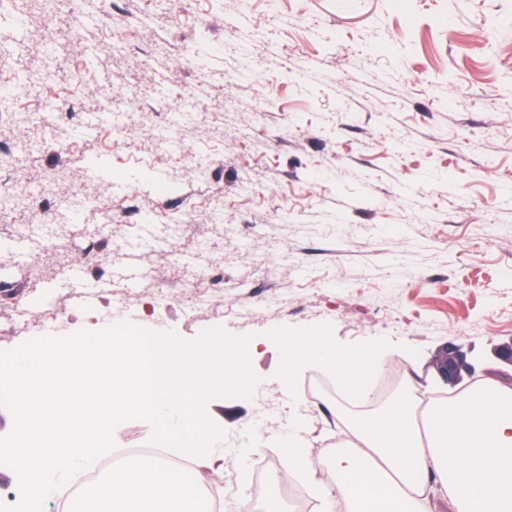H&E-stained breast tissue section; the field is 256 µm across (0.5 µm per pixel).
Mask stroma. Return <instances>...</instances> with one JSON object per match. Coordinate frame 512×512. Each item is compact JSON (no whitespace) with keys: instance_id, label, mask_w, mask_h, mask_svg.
<instances>
[{"instance_id":"1","label":"stroma","mask_w":512,"mask_h":512,"mask_svg":"<svg viewBox=\"0 0 512 512\" xmlns=\"http://www.w3.org/2000/svg\"><path fill=\"white\" fill-rule=\"evenodd\" d=\"M83 12L69 0L24 35L0 19V76L13 83L0 142L17 180L0 220L53 238L29 242L40 280L0 301V351L129 317L186 340L212 326L254 334L251 396L205 405L223 432L212 450L224 512L253 503V463L282 458L289 429L314 458L351 439L347 406L308 397L325 368L305 366L293 392L278 377L271 329L327 324L346 347L387 341L384 367L439 388L434 361L458 348L462 393L512 378L492 354L512 341V0H253L246 23L235 0H101L72 33ZM73 98L91 115L115 105L127 138L107 123L75 139L55 118ZM168 121L181 150L162 160L153 129ZM246 178L250 196L238 191ZM197 181L204 192L187 201ZM145 222L156 244L132 248ZM91 237L103 245L94 257ZM176 252L217 266L223 287L198 282L215 308L183 292ZM131 267L151 280L128 285ZM75 268L96 281L92 301ZM50 308L64 317L46 322ZM266 412L263 447L244 451L243 430Z\"/></svg>"}]
</instances>
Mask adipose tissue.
Wrapping results in <instances>:
<instances>
[{
  "label": "adipose tissue",
  "instance_id": "ef3b65f1",
  "mask_svg": "<svg viewBox=\"0 0 512 512\" xmlns=\"http://www.w3.org/2000/svg\"><path fill=\"white\" fill-rule=\"evenodd\" d=\"M357 441L325 463L321 512H428L436 487L449 512H512V385L496 379L422 404L407 384L383 412L357 422Z\"/></svg>",
  "mask_w": 512,
  "mask_h": 512
}]
</instances>
